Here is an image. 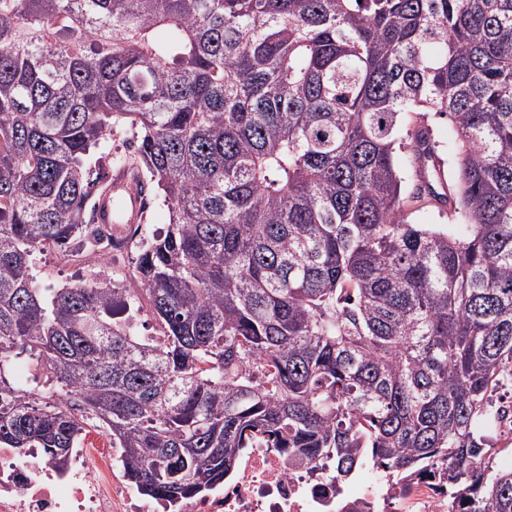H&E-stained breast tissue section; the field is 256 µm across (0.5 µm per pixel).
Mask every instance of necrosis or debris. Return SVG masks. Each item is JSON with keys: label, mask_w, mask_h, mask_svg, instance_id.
I'll list each match as a JSON object with an SVG mask.
<instances>
[{"label": "necrosis or debris", "mask_w": 512, "mask_h": 512, "mask_svg": "<svg viewBox=\"0 0 512 512\" xmlns=\"http://www.w3.org/2000/svg\"><path fill=\"white\" fill-rule=\"evenodd\" d=\"M122 456L99 429L86 432L60 468L38 449L0 446V512H449L428 477L405 489L369 479L340 484L335 459L292 464L277 448L247 449L232 481L170 511L124 478Z\"/></svg>", "instance_id": "necrosis-or-debris-1"}]
</instances>
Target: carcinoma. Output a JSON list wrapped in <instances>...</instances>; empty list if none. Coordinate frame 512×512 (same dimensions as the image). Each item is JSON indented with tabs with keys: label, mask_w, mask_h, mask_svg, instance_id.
<instances>
[{
	"label": "carcinoma",
	"mask_w": 512,
	"mask_h": 512,
	"mask_svg": "<svg viewBox=\"0 0 512 512\" xmlns=\"http://www.w3.org/2000/svg\"><path fill=\"white\" fill-rule=\"evenodd\" d=\"M428 112L459 136L447 193ZM118 125L170 215L133 262L156 338L112 281L32 264L100 242L88 159ZM425 200L463 220L410 223ZM508 381L512 0H0L1 445L62 465L101 424L171 507L263 444L512 512ZM94 259L85 265L68 264L60 253L44 250L35 254V273L55 288L86 279V269L95 265Z\"/></svg>",
	"instance_id": "carcinoma-1"
}]
</instances>
